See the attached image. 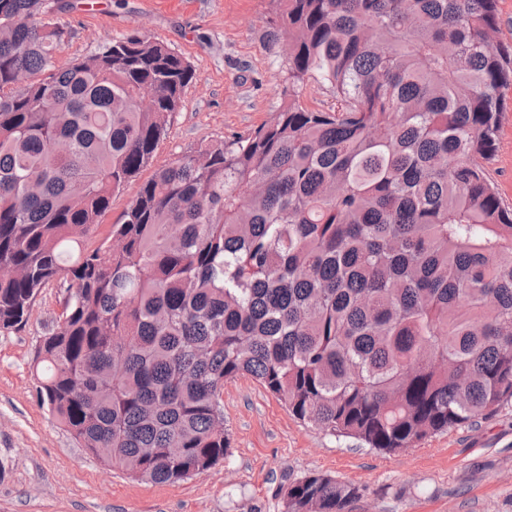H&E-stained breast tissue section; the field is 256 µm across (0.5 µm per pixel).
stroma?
Listing matches in <instances>:
<instances>
[{
    "label": "stroma",
    "instance_id": "1",
    "mask_svg": "<svg viewBox=\"0 0 512 512\" xmlns=\"http://www.w3.org/2000/svg\"><path fill=\"white\" fill-rule=\"evenodd\" d=\"M68 2L57 16L71 31L56 52L58 66L137 27L171 46L196 73L152 165L90 229L88 247L103 248L155 166L268 121L282 101L287 65L263 36L273 0ZM503 98L488 168L512 205V89ZM62 303L58 284L50 283L24 326L0 332V512H282L283 490L311 473L355 486L351 512H512V401L386 454L295 419L248 376L224 384L228 450L220 464L175 484L132 480L77 447L38 399L30 364Z\"/></svg>",
    "mask_w": 512,
    "mask_h": 512
}]
</instances>
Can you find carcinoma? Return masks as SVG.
Instances as JSON below:
<instances>
[{
  "mask_svg": "<svg viewBox=\"0 0 512 512\" xmlns=\"http://www.w3.org/2000/svg\"><path fill=\"white\" fill-rule=\"evenodd\" d=\"M497 0H276L285 101L245 137L158 166L193 81L136 27L59 68L46 0H0V330L65 289L32 361L41 403L128 477L178 483L227 451L224 382L394 452L512 401V206L485 167L512 48ZM336 104L302 102L309 80ZM310 474L283 512H349Z\"/></svg>",
  "mask_w": 512,
  "mask_h": 512,
  "instance_id": "carcinoma-1",
  "label": "carcinoma"
}]
</instances>
